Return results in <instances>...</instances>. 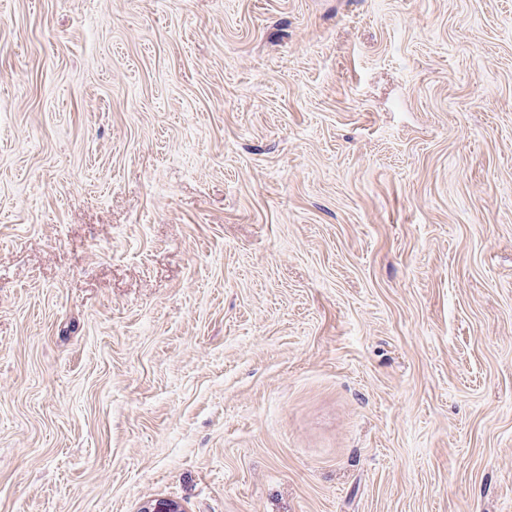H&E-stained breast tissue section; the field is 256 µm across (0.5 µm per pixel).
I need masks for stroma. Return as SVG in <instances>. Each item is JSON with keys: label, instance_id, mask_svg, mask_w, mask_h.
Masks as SVG:
<instances>
[{"label": "stroma", "instance_id": "obj_1", "mask_svg": "<svg viewBox=\"0 0 512 512\" xmlns=\"http://www.w3.org/2000/svg\"><path fill=\"white\" fill-rule=\"evenodd\" d=\"M512 512V0H0V512Z\"/></svg>", "mask_w": 512, "mask_h": 512}]
</instances>
